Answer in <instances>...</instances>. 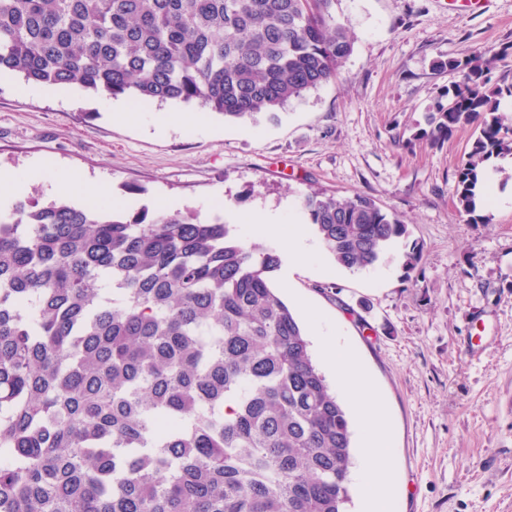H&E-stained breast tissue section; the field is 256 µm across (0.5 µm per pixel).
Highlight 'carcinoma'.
I'll use <instances>...</instances> for the list:
<instances>
[{
	"mask_svg": "<svg viewBox=\"0 0 512 512\" xmlns=\"http://www.w3.org/2000/svg\"><path fill=\"white\" fill-rule=\"evenodd\" d=\"M332 0H0V71L226 121L336 80L353 39ZM492 57L450 58L420 135L478 131L456 204L512 153ZM336 266L407 234L363 195L300 201ZM280 255L193 211L122 216L66 199L0 213V512H346L349 414L272 287Z\"/></svg>",
	"mask_w": 512,
	"mask_h": 512,
	"instance_id": "obj_1",
	"label": "carcinoma"
}]
</instances>
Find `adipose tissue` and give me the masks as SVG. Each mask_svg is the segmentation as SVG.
Returning a JSON list of instances; mask_svg holds the SVG:
<instances>
[{
    "mask_svg": "<svg viewBox=\"0 0 512 512\" xmlns=\"http://www.w3.org/2000/svg\"><path fill=\"white\" fill-rule=\"evenodd\" d=\"M36 181L50 183L53 190L69 192L82 190L89 198L111 202L112 193L107 186H89L70 175H53L40 168L23 173L0 172V207L23 197ZM278 238L283 244L289 264L304 262L308 257L306 235L302 226L283 231L279 225L258 219L254 240L268 241ZM317 345L324 362L336 373L337 386L351 399L361 431L365 437L363 462L358 473V489L364 497L368 512H389L393 475L384 463L391 454L389 432L380 395L364 373L356 355L340 339L317 334Z\"/></svg>",
    "mask_w": 512,
    "mask_h": 512,
    "instance_id": "adipose-tissue-1",
    "label": "adipose tissue"
}]
</instances>
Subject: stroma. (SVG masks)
I'll return each mask as SVG.
<instances>
[{
    "mask_svg": "<svg viewBox=\"0 0 512 512\" xmlns=\"http://www.w3.org/2000/svg\"><path fill=\"white\" fill-rule=\"evenodd\" d=\"M354 37L335 82L287 103L276 119L225 121L197 105L132 103L112 120L105 100L63 97L18 76L0 81V171L46 165L109 186L126 201L251 228L242 214L306 224L302 195L360 194L398 214L408 235L373 268L336 267L315 235L308 259L273 282L300 319L317 314L356 353L384 398L397 476L392 512H512V155L492 156L490 205L474 223L455 204L456 171L474 127L419 137L456 74L438 61L495 54L491 85L512 83V0L482 10L446 0H334ZM187 112L190 127L170 124ZM421 260L405 272L411 245Z\"/></svg>",
    "mask_w": 512,
    "mask_h": 512,
    "instance_id": "1",
    "label": "stroma"
}]
</instances>
